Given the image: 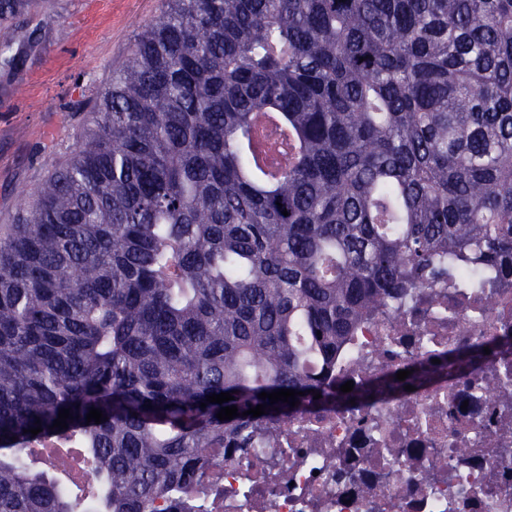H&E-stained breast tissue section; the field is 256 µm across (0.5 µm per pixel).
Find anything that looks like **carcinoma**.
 Here are the masks:
<instances>
[{
	"mask_svg": "<svg viewBox=\"0 0 512 512\" xmlns=\"http://www.w3.org/2000/svg\"><path fill=\"white\" fill-rule=\"evenodd\" d=\"M30 5L0 0L1 47ZM260 112L293 150L272 178ZM510 258L512 0H166L0 225V512L203 496L224 438L336 402L375 308ZM282 387L297 406L258 397Z\"/></svg>",
	"mask_w": 512,
	"mask_h": 512,
	"instance_id": "1",
	"label": "carcinoma"
}]
</instances>
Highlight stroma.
Here are the masks:
<instances>
[{"label":"stroma","instance_id":"1","mask_svg":"<svg viewBox=\"0 0 512 512\" xmlns=\"http://www.w3.org/2000/svg\"><path fill=\"white\" fill-rule=\"evenodd\" d=\"M162 0H32L0 50V224L74 151L98 93Z\"/></svg>","mask_w":512,"mask_h":512}]
</instances>
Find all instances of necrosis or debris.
<instances>
[{
    "instance_id": "4bbe7bcc",
    "label": "necrosis or debris",
    "mask_w": 512,
    "mask_h": 512,
    "mask_svg": "<svg viewBox=\"0 0 512 512\" xmlns=\"http://www.w3.org/2000/svg\"><path fill=\"white\" fill-rule=\"evenodd\" d=\"M512 335V262L472 288L447 278L361 323L332 371L356 407L291 418L249 452L227 444L207 512H512V358L483 378L449 375L362 398L385 373L440 358L470 339Z\"/></svg>"
}]
</instances>
